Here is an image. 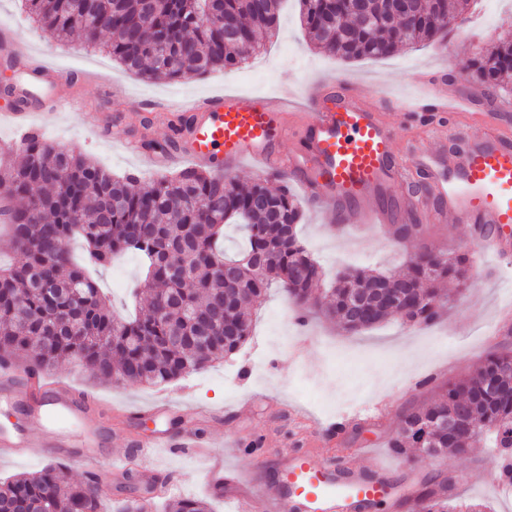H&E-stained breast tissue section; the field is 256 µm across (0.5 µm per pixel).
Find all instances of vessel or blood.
<instances>
[{"label":"vessel or blood","instance_id":"b4317fda","mask_svg":"<svg viewBox=\"0 0 512 512\" xmlns=\"http://www.w3.org/2000/svg\"><path fill=\"white\" fill-rule=\"evenodd\" d=\"M429 95L410 111L446 114L451 96L442 81L422 78ZM309 104L317 118L307 126V145L282 157L281 144L294 137L302 121L299 112H286L284 98L220 94L186 100L183 122L174 129L176 152L139 153L150 164L191 160L196 166L221 169L250 160L275 169L297 172L308 198L337 214L341 224H396L400 211L380 206V199L404 174L420 173L427 195L412 198L410 209L430 224L445 221L472 225L479 250L497 245L512 249V135L503 131L499 115L481 113L478 138L457 139L415 150L407 162L393 151V131L379 118L380 108L353 92L331 93L329 87L309 89ZM39 113L19 106L0 114V124L35 133ZM0 404L22 410L26 429L0 430V452L14 459L53 454L74 462L93 460L103 444V427H83L87 413L97 407L93 397L64 381H52L35 371L0 366ZM182 452L205 456L206 443L193 426H184L178 443ZM390 470L375 465L371 472L305 452L290 455L280 475L279 492L269 493L257 481L246 484L247 512H363L366 503L385 493Z\"/></svg>","mask_w":512,"mask_h":512}]
</instances>
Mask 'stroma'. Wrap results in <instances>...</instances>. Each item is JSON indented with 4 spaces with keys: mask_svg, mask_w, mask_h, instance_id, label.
<instances>
[{
    "mask_svg": "<svg viewBox=\"0 0 512 512\" xmlns=\"http://www.w3.org/2000/svg\"><path fill=\"white\" fill-rule=\"evenodd\" d=\"M470 14L473 26L452 29L446 43L345 61L315 49L301 26L297 0H284L279 29L237 71L216 70L173 82L126 71L105 52L85 47L78 36L60 45L33 22L23 0H0V112L15 105L4 85L23 83L34 58L52 57L68 75L55 92L75 106L52 110L44 90H30V107L43 115L42 138L80 149L112 173L137 174L145 184L155 174L125 144L143 137L169 142L177 115L141 108V101L172 103L218 91L277 97L290 85L330 81L364 98L388 102L383 118L394 127L393 147L402 159L411 146L434 141L424 121L404 120L391 108L398 100L421 96L415 72L465 87L471 60L492 43L512 39V0H482ZM487 27L492 30L488 36L483 33ZM301 235L330 278L349 266L381 271L402 266L403 248L379 228L361 226L345 233L309 208ZM423 244L451 255L476 249L470 227L448 223L431 225ZM474 271L466 289L453 294L441 320L422 331L391 319L368 331L347 333L323 315L314 316L301 361L294 356L292 301L276 286L253 308V333L242 349L168 385L100 383L76 364L59 363L52 377L69 380L112 406L109 446L92 468L64 462L67 479L96 475L109 493L100 512H112L113 500L142 495L140 474L150 463L162 474L156 501L204 498L213 512H233L234 503L225 498L227 486L249 473L275 487L285 460L272 451L281 448L362 467L372 458L389 463L394 488L380 512H419L418 498L438 476L451 477L448 495L453 501L483 504L485 512H512V494L498 493L490 485L496 449L404 457L389 446L403 414L431 403L448 382L465 376L489 352L512 349V260L490 252ZM143 275L142 261L134 254L97 273L116 314L132 313L131 292ZM194 416L224 463L223 488L206 489V465L197 458L169 449L144 459L134 455V443L156 433L176 435L182 421ZM127 455L132 458L128 469L137 476L132 484L113 469L114 460Z\"/></svg>",
    "mask_w": 512,
    "mask_h": 512,
    "instance_id": "stroma-1",
    "label": "stroma"
}]
</instances>
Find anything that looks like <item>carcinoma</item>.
I'll list each match as a JSON object with an SVG mask.
<instances>
[{"instance_id": "carcinoma-1", "label": "carcinoma", "mask_w": 512, "mask_h": 512, "mask_svg": "<svg viewBox=\"0 0 512 512\" xmlns=\"http://www.w3.org/2000/svg\"><path fill=\"white\" fill-rule=\"evenodd\" d=\"M43 29L62 42L79 30L90 48H102L129 72L179 81L211 70H231L260 49L277 28L282 0H26ZM301 24L320 49L343 60L389 56L401 47L445 38L449 21L473 0H415L416 16L401 21L388 0H299ZM151 30L173 35L158 47ZM472 80L490 99L512 72V40L500 41L471 64ZM15 205L8 212V247L17 259L0 266V364L23 363L48 372L69 359L94 380L155 386L198 372L239 351L252 333L251 302L276 285L288 292L295 314L315 312L361 331L395 318L415 328L436 323L446 305L437 290L445 279L470 278L465 255L427 247L409 254L401 273L356 269L340 272L316 295L324 271L299 237L304 209L280 180L240 184L219 173L183 169L136 188L133 174L117 177L85 154L24 136L0 171ZM245 234L231 254L224 226ZM85 242L76 261L72 238ZM126 253L145 264L134 290L140 311L118 318L89 268H105ZM229 302L230 336L201 344L202 325ZM511 351L489 353L464 378L448 383L438 399L402 417L389 447L466 454L490 435L501 453L512 451ZM481 428L474 436L473 426ZM97 478L73 483L60 469L0 482V509L12 512H99ZM152 501L126 498L119 512H151ZM420 512H479L453 504L442 491L421 498ZM163 512H210L202 500L178 499Z\"/></svg>"}]
</instances>
